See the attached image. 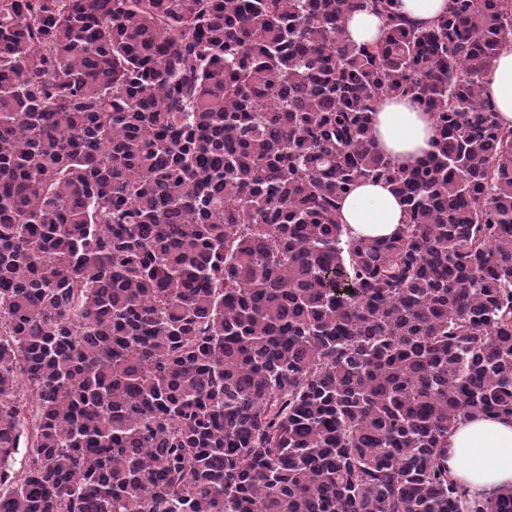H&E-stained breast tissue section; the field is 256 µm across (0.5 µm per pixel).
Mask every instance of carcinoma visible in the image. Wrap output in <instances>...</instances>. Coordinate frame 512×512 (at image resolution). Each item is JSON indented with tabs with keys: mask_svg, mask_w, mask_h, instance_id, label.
I'll return each mask as SVG.
<instances>
[{
	"mask_svg": "<svg viewBox=\"0 0 512 512\" xmlns=\"http://www.w3.org/2000/svg\"><path fill=\"white\" fill-rule=\"evenodd\" d=\"M397 2L0 0V512H512L448 470L512 416V0ZM363 180L394 236L339 222ZM447 7V0H399L400 11L422 26L430 25ZM345 34L356 44L375 43L383 35V21L366 9L351 12L345 20ZM482 94L494 105L499 121L512 125V47L501 50L487 71ZM372 133L378 150L399 165H416L434 150L432 117L411 99L382 101L373 115ZM339 206L341 224L357 238L390 237L406 223L399 196L385 183L362 182Z\"/></svg>",
	"mask_w": 512,
	"mask_h": 512,
	"instance_id": "cac0c4a2",
	"label": "carcinoma"
}]
</instances>
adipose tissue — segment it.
<instances>
[{"instance_id":"ef3b65f1","label":"adipose tissue","mask_w":512,"mask_h":512,"mask_svg":"<svg viewBox=\"0 0 512 512\" xmlns=\"http://www.w3.org/2000/svg\"><path fill=\"white\" fill-rule=\"evenodd\" d=\"M482 94L499 121L512 125V47L501 50L487 71ZM372 133L378 150L403 166L416 165L433 150L432 117L409 99L382 101L373 115ZM340 221L355 237L384 238L405 224L406 213L391 186L365 181L342 200ZM448 469L479 497L512 486V418L461 421L448 436Z\"/></svg>"}]
</instances>
